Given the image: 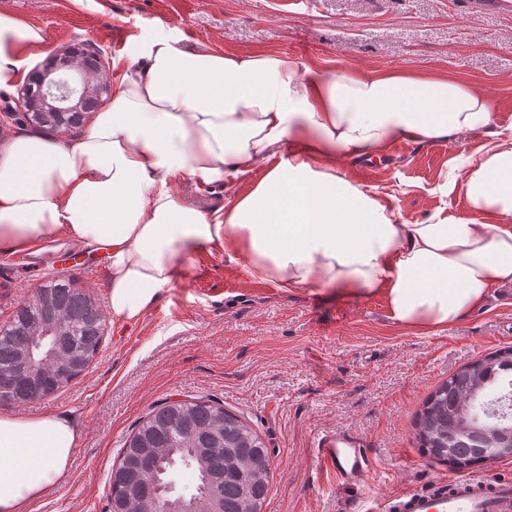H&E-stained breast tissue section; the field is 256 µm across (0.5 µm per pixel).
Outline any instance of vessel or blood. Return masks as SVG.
Here are the masks:
<instances>
[{
    "label": "vessel or blood",
    "instance_id": "1",
    "mask_svg": "<svg viewBox=\"0 0 512 512\" xmlns=\"http://www.w3.org/2000/svg\"><path fill=\"white\" fill-rule=\"evenodd\" d=\"M316 459L341 489L361 485L371 470L366 449L331 434L319 439ZM394 508L396 512H512V479L453 478L426 491L402 493Z\"/></svg>",
    "mask_w": 512,
    "mask_h": 512
}]
</instances>
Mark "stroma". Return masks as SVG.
I'll use <instances>...</instances> for the list:
<instances>
[{"label": "stroma", "mask_w": 512, "mask_h": 512, "mask_svg": "<svg viewBox=\"0 0 512 512\" xmlns=\"http://www.w3.org/2000/svg\"><path fill=\"white\" fill-rule=\"evenodd\" d=\"M0 15L40 28L46 56L83 44L105 64L135 55L164 35L185 49L247 55L274 52L336 74L398 70L448 74L487 95L495 130L512 131V12L472 0H0ZM491 133L436 142L400 141L377 159H342L349 179L393 197L404 221L465 214L457 179L465 156ZM256 174L174 189L188 205L230 209ZM36 269L0 264V324L46 281L73 280L105 306L100 257L58 242L34 256ZM512 347V286L493 290L483 310L423 334L397 325L379 297L319 287L285 294L247 275L223 250L179 260L171 288L135 325H107L88 371L33 403L0 413H73L82 434L71 472L30 512H111V471L142 417L166 400L209 399L265 441L270 490L262 512H391L398 495L447 480V464L420 452L415 418L448 375ZM360 438L371 460L363 485L337 489L315 463L319 436Z\"/></svg>", "instance_id": "stroma-1"}]
</instances>
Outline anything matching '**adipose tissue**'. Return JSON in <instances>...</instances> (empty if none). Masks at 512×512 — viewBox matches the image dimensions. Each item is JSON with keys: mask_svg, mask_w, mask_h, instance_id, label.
Segmentation results:
<instances>
[{"mask_svg": "<svg viewBox=\"0 0 512 512\" xmlns=\"http://www.w3.org/2000/svg\"><path fill=\"white\" fill-rule=\"evenodd\" d=\"M40 31L0 15V90L28 76ZM142 65L115 63L112 96L80 139L11 137L0 153V253L65 237L108 248L113 323L141 321L178 258L214 248L291 293L318 284L379 296L399 325L428 333L512 284V134L464 165L465 215L402 220L350 180L339 158L382 156L401 140L479 136L490 99L458 79L401 71L336 75L266 52H192L145 40ZM261 178L227 211L183 205L177 178ZM71 413L0 415V512H29L65 478L80 438Z\"/></svg>", "mask_w": 512, "mask_h": 512, "instance_id": "ef3b65f1", "label": "adipose tissue"}]
</instances>
